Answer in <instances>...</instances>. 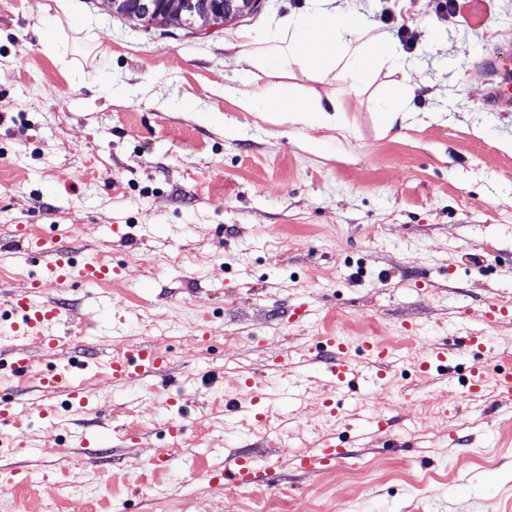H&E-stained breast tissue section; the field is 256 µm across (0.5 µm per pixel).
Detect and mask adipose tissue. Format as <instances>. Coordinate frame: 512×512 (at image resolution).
Segmentation results:
<instances>
[{"label":"adipose tissue","instance_id":"obj_1","mask_svg":"<svg viewBox=\"0 0 512 512\" xmlns=\"http://www.w3.org/2000/svg\"><path fill=\"white\" fill-rule=\"evenodd\" d=\"M360 26V20L353 16L324 9L309 11L282 28L270 49L247 50L244 59L261 70L267 53L272 52L284 65L297 66L304 76L320 82L330 78L342 63L354 67L359 74L369 75L383 66L391 52L385 45L373 51L359 46L356 34ZM234 95L238 107L246 112L267 104L292 124L336 132L343 129L341 105L336 101L325 104L320 99L299 97L285 90L268 103L249 83L236 89Z\"/></svg>","mask_w":512,"mask_h":512}]
</instances>
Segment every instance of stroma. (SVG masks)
<instances>
[{"instance_id":"35a3bbf8","label":"stroma","mask_w":512,"mask_h":512,"mask_svg":"<svg viewBox=\"0 0 512 512\" xmlns=\"http://www.w3.org/2000/svg\"><path fill=\"white\" fill-rule=\"evenodd\" d=\"M64 2L0 0V323L42 269L15 262L17 225L120 274L45 289L77 317L52 354L0 335V397L31 419L22 448L0 427V465L26 477L0 483V512L21 497L33 512H512V408L464 388L476 368L512 372V319L481 316L512 305V111L488 103L482 67L512 54V0H486L478 28L437 0H331L361 42L414 61L405 104L394 61L355 91L345 70L318 82L240 60L310 0H261L202 32ZM251 79L342 101L344 133L242 111L233 91ZM328 336L357 366L364 336L397 361L334 396ZM432 343L452 350V376L421 372ZM140 345L165 373L113 384L107 361ZM83 361L88 407L39 388ZM247 378L263 381L254 405ZM368 418L386 431L359 437ZM327 439L350 459L296 468ZM238 453L275 462L276 485L218 479Z\"/></svg>"}]
</instances>
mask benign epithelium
Here are the masks:
<instances>
[{"mask_svg":"<svg viewBox=\"0 0 512 512\" xmlns=\"http://www.w3.org/2000/svg\"><path fill=\"white\" fill-rule=\"evenodd\" d=\"M128 2L113 0L112 9L123 15L160 17L166 21L175 12L192 25L200 16L211 24H220L232 16L254 10L260 0H134L137 6L132 9L126 7Z\"/></svg>","mask_w":512,"mask_h":512,"instance_id":"benign-epithelium-1","label":"benign epithelium"}]
</instances>
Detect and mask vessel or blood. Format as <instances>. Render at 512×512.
I'll use <instances>...</instances> for the list:
<instances>
[{"label":"vessel or blood","instance_id":"vessel-or-blood-1","mask_svg":"<svg viewBox=\"0 0 512 512\" xmlns=\"http://www.w3.org/2000/svg\"><path fill=\"white\" fill-rule=\"evenodd\" d=\"M493 75L494 80L488 92L491 105L504 110L512 108V96L504 92L505 86L512 84V67L501 62L496 63ZM24 249L43 256L44 276L33 280L26 294L13 297L10 306L16 318L8 324L7 333L11 336L33 337L41 350L49 353L55 349L59 341L58 336L53 333L54 328L68 321L69 314L56 305L44 302L43 290L46 285L50 283L64 285L76 279L93 283L111 276L112 269L109 265L97 260L86 262L81 266L75 265L69 255L55 247L53 239L45 236L26 240ZM362 347L368 352L374 370H381L393 359V353L389 347L371 337L363 338ZM163 363V356L155 349L136 347L126 350L122 357L112 361L110 366L112 381L117 385L147 382L158 374ZM327 372L333 390L342 392L353 384L356 367L349 357L342 355L328 367ZM489 384L494 387L495 402L498 406L512 405L511 373L499 372L490 375L481 370L472 371L466 393L471 397L480 396ZM39 386L44 390L66 392L69 401L73 403L83 405L88 401L87 392L77 384L74 372L67 368L43 374L39 379ZM345 458V449L339 448L336 444L327 443L315 454L300 458L298 465L304 469L319 465L328 466L344 461ZM272 470V465H261L237 456L226 464L223 474L237 479L244 485H258Z\"/></svg>","mask_w":512,"mask_h":512}]
</instances>
